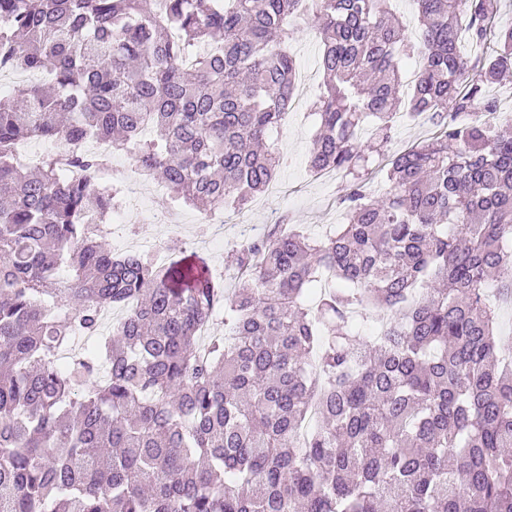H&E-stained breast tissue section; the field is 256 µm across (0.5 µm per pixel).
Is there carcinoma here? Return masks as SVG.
<instances>
[{
  "label": "carcinoma",
  "mask_w": 512,
  "mask_h": 512,
  "mask_svg": "<svg viewBox=\"0 0 512 512\" xmlns=\"http://www.w3.org/2000/svg\"><path fill=\"white\" fill-rule=\"evenodd\" d=\"M390 2L0 0V71L42 77L0 98V512H512V356L486 297L512 298V125L476 115L512 26L492 33L500 0H413L414 40ZM309 9L310 168L346 178L345 223L282 217L232 246L231 288L190 255L112 253L121 187L87 179L107 157L84 143L207 215L243 208L282 164ZM403 106L438 134L371 194L366 150ZM32 137L74 172L21 163Z\"/></svg>",
  "instance_id": "obj_1"
}]
</instances>
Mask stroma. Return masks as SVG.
<instances>
[{
	"label": "stroma",
	"mask_w": 512,
	"mask_h": 512,
	"mask_svg": "<svg viewBox=\"0 0 512 512\" xmlns=\"http://www.w3.org/2000/svg\"><path fill=\"white\" fill-rule=\"evenodd\" d=\"M297 32L290 45L298 69L305 75L301 99L288 116V122L271 132L270 140L284 158L270 189L256 196L241 213L224 212L223 223L201 227L200 212L191 206H175L168 192L158 189L157 180L143 182L148 209L177 210L176 225L149 224L135 221L119 228L106 240L113 252L125 253L142 241L159 238L177 243L186 254L203 258L212 273H219L225 264L227 251L240 242V226L247 223L258 232H267L279 214H289L294 223L305 225L311 234L324 232L327 225L342 223L337 200L342 193L340 175H316L309 171L307 161L318 117L312 104L323 87L320 68V44L316 37L317 21L307 15L296 20Z\"/></svg>",
	"instance_id": "1"
}]
</instances>
